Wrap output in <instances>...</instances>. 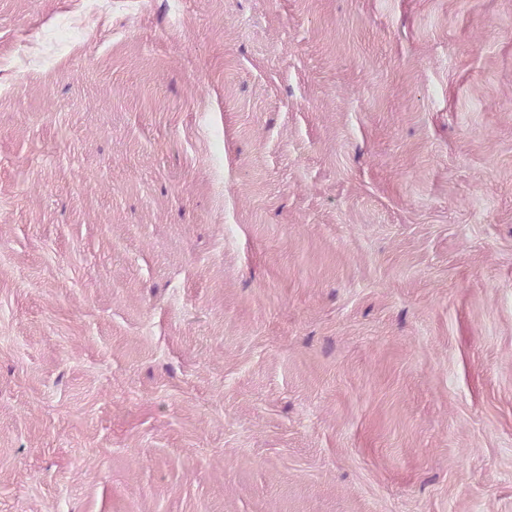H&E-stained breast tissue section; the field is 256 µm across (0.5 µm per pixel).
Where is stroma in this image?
<instances>
[{
    "instance_id": "35a3bbf8",
    "label": "stroma",
    "mask_w": 512,
    "mask_h": 512,
    "mask_svg": "<svg viewBox=\"0 0 512 512\" xmlns=\"http://www.w3.org/2000/svg\"><path fill=\"white\" fill-rule=\"evenodd\" d=\"M0 512H512V0H0Z\"/></svg>"
}]
</instances>
